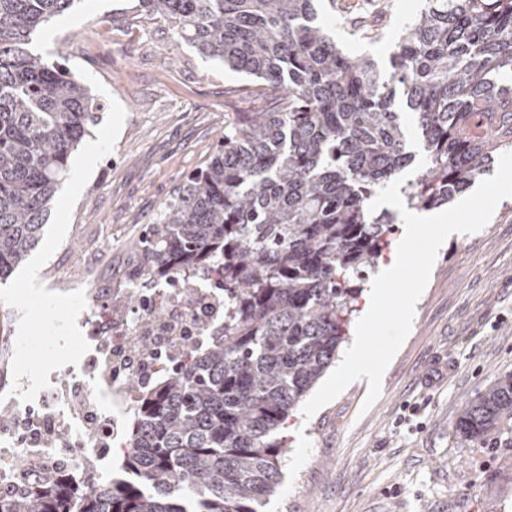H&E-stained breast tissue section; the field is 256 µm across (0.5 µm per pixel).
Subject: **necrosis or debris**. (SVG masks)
I'll use <instances>...</instances> for the list:
<instances>
[{"label": "necrosis or debris", "instance_id": "obj_1", "mask_svg": "<svg viewBox=\"0 0 512 512\" xmlns=\"http://www.w3.org/2000/svg\"><path fill=\"white\" fill-rule=\"evenodd\" d=\"M139 295L135 313L119 321L110 318L108 301L92 294L79 321L89 350L72 368L70 382H50L30 402L7 398L17 423L0 431V485L12 486L11 475L20 460L32 476L65 467L96 479L107 467L104 443L135 407L138 384L162 370L181 345L203 346L224 330V294L203 278L187 274L156 281ZM151 309L162 311V319L147 320ZM75 397L84 402L77 415L67 408ZM64 420L70 422L72 436L61 443L31 430L35 424L47 429Z\"/></svg>", "mask_w": 512, "mask_h": 512}]
</instances>
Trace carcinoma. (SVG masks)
<instances>
[{
    "label": "carcinoma",
    "instance_id": "cac0c4a2",
    "mask_svg": "<svg viewBox=\"0 0 512 512\" xmlns=\"http://www.w3.org/2000/svg\"><path fill=\"white\" fill-rule=\"evenodd\" d=\"M74 0H0V280L38 245L69 160L99 119L88 88L32 50ZM336 0H137L173 38L258 80L205 167L140 239L142 272L210 275L224 334L182 347L141 393L126 429V477L91 484L56 468L0 495V512H258L282 476L275 434L336 362L366 274L395 217L369 201L414 160L410 209L446 205L512 147V0H426L390 71L337 47ZM512 419V374L460 411L480 444Z\"/></svg>",
    "mask_w": 512,
    "mask_h": 512
}]
</instances>
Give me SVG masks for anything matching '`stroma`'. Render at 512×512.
I'll use <instances>...</instances> for the list:
<instances>
[{
	"mask_svg": "<svg viewBox=\"0 0 512 512\" xmlns=\"http://www.w3.org/2000/svg\"><path fill=\"white\" fill-rule=\"evenodd\" d=\"M375 0H338L336 41L350 56L388 69V55L424 0H389L377 40L354 35ZM135 0H75L33 39L35 49L85 68L126 112L113 150L82 190L66 237L38 274L45 287L83 276L102 292L127 288L136 244L181 180L202 167L234 112L250 110L251 77L225 70L171 36L160 20L135 19ZM512 374V197L489 223L441 246L411 330L364 407L356 381L285 431L282 478L263 512H512V419L479 445L453 424L471 399ZM418 405L410 421L404 407Z\"/></svg>",
	"mask_w": 512,
	"mask_h": 512,
	"instance_id": "obj_1",
	"label": "stroma"
}]
</instances>
